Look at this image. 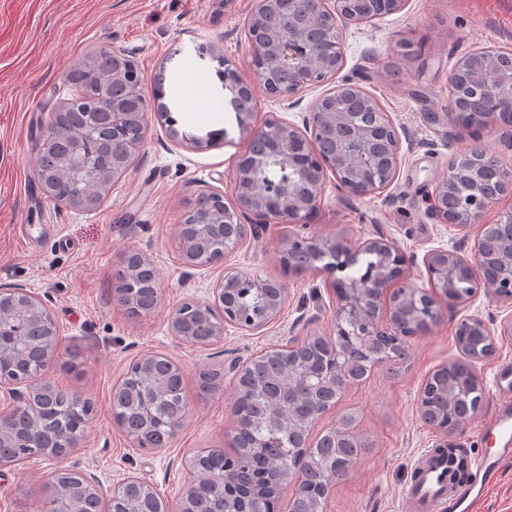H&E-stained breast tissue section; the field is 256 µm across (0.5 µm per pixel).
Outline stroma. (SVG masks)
Instances as JSON below:
<instances>
[{
    "mask_svg": "<svg viewBox=\"0 0 512 512\" xmlns=\"http://www.w3.org/2000/svg\"><path fill=\"white\" fill-rule=\"evenodd\" d=\"M253 6L254 0H0V287H21L50 299L61 335L46 379L90 399L94 407L68 462L95 474L106 492L134 475L176 502L191 457L232 447L235 364L310 334H333L336 297L325 274L309 269L294 276L280 264L281 244L295 225L267 224L222 262L202 267L186 266L172 245L188 202L207 190L230 191L235 163L248 146L218 63L197 49L221 47L239 75L251 78L246 19ZM343 38L341 77L376 97L408 137L389 189L355 199L328 177L304 232L340 234L353 244L384 238L415 257L408 282L425 289V253L437 248L469 253L484 225L512 207V196L504 197L464 232L432 217L429 196L470 139L465 131L432 126L424 118L446 111L449 77L460 57L479 49L512 50V0H407L399 12L348 25ZM104 48L137 64L146 97L162 88L178 129L202 145H177L164 125L150 120L133 169L114 183L100 207L83 211L44 193L36 163L52 112L74 94L68 70L83 55ZM200 80L209 103L205 112L196 109ZM321 93L318 87L303 92L301 106L293 108L257 94L251 123L260 126L272 117L300 123L302 105ZM132 250L154 264L162 293L160 306L138 318L112 299L115 273ZM228 267L283 281L287 300L279 316L253 332L225 327L223 340L213 346L179 342L170 331V311L207 298ZM469 316L481 317L493 333V356L475 364L487 403L464 431L446 436L424 422L418 394L429 373L461 358L455 328ZM510 318L512 307L480 291L470 302L443 310L429 333L410 338L405 362L379 367L344 388L310 436L318 438L352 413L366 449L331 486L327 512H403L411 470L429 449L449 443L473 454L498 447V440L483 437L481 430L499 405L496 371L512 363V335L500 333L501 322ZM150 352L184 370L186 414L160 448L138 446L112 415L116 382L135 358ZM207 369L222 374L217 389H201L199 374ZM59 467L38 456L0 469V512H43L45 486Z\"/></svg>",
    "mask_w": 512,
    "mask_h": 512,
    "instance_id": "35a3bbf8",
    "label": "stroma"
}]
</instances>
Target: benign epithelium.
I'll use <instances>...</instances> for the list:
<instances>
[{
  "label": "benign epithelium",
  "instance_id": "7a95c632",
  "mask_svg": "<svg viewBox=\"0 0 512 512\" xmlns=\"http://www.w3.org/2000/svg\"><path fill=\"white\" fill-rule=\"evenodd\" d=\"M358 0H254L246 27L253 58L266 59L271 70L286 68L295 76V82L287 89L277 87L267 72L255 68L253 77L242 78L238 71L224 60L217 50L211 54L224 66V88L231 94L230 104L236 112L240 128L249 132L248 148L240 155L232 180V199L224 192L207 190L203 197L211 205L210 211L197 216L192 209L185 210L177 225L173 242L182 260L189 266H204L203 255L194 241L220 239L224 250L238 246L246 231L236 235H224V226L242 225L241 218L250 219L252 228L276 220L284 224H305L317 208L327 174L336 177L339 187L357 198H366L384 192L393 183L400 167L401 134L388 113L379 102L349 79H343L317 97L302 116V125L270 118L259 127H251L256 93H263L275 100H288L311 87L336 78L344 63V43L341 27L371 21L374 15L355 7ZM472 70L470 87L473 92L490 96L489 108L471 115L463 127L473 132L490 126L512 128V122L503 119L500 110L512 107V52L476 51L462 56L451 75ZM139 112H126L118 102H112V111L90 112V122L84 134L69 153L58 159V164H69L86 173L87 180L98 178L101 167L100 155L89 148V139L97 130L95 120L108 116L113 128H124L135 122L138 131L124 138L120 149L112 152V180H118L132 169L135 159L145 141L149 115L159 121L171 122L169 112H161L146 96H140ZM382 135L388 140L390 162L383 174L376 172L373 164L358 163L353 154L363 152L374 136ZM285 138L297 150L288 159V183L270 181L256 187L247 179L275 157L268 143ZM487 157L484 150L474 145L456 156L448 166V174L435 186L431 196L432 215L443 224L459 231L467 230L471 224L505 195L512 194V169L497 165L494 178L482 176L475 162ZM83 183H72L70 192L59 202L70 207L81 208L84 203ZM485 238H479L468 255L455 250L434 249L423 256V265L428 274L430 289L407 286V271L413 259L407 257L396 246L384 239H371L359 245L350 244L340 235L288 237L284 248H295L305 253H317V259L326 263L318 271L327 275L328 286L336 295L337 304L334 324H340L352 310H368L366 329L371 335L398 333L399 322L395 308V296L405 289L414 300H423L434 315H439L443 304H464L474 298L478 291L486 288L496 302L512 304V248L502 260L506 275L489 284L481 278L485 258ZM376 253L379 258V273L364 283L353 282L345 293L338 287L346 280L345 271L359 262L362 254ZM126 275L116 280L113 298L126 306L131 294L124 284L136 272L145 270L155 273L150 260L141 252L131 251L124 256ZM232 277L238 282L255 288L259 282L231 268L217 280L206 300L191 299L180 304L169 314L172 335L183 342L210 346L223 337L224 325L232 324L246 331H255L273 321L281 312L286 297L276 299L272 315L261 320L241 323L224 310V280ZM469 280L470 290L462 296L454 288V279ZM196 308L211 322L209 335L195 337L187 331L183 315L185 310ZM21 319L34 327L48 329L46 342L40 351L39 374H45L58 355L60 326L49 301L32 294L24 288H0V326ZM471 332L483 336L491 334L485 321L477 316L462 319L457 325L456 335L466 336ZM157 361L164 362L170 371L184 378L183 369L161 354H145L136 358L132 365L141 369ZM0 391L9 395L15 410L0 415V447H11L18 441L29 447L40 449L44 456L62 461L76 447V439H68L64 449L55 448L43 421L30 414L28 404L33 393L29 379L0 374ZM78 478V483L67 488L72 499L86 493H102L95 475L73 469H65ZM199 474L191 467L185 468L184 483L176 507L163 503V512H193L195 491Z\"/></svg>",
  "mask_w": 512,
  "mask_h": 512
}]
</instances>
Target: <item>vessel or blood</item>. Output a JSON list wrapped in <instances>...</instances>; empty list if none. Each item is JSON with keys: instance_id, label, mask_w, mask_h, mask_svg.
<instances>
[{"instance_id": "vessel-or-blood-1", "label": "vessel or blood", "mask_w": 512, "mask_h": 512, "mask_svg": "<svg viewBox=\"0 0 512 512\" xmlns=\"http://www.w3.org/2000/svg\"><path fill=\"white\" fill-rule=\"evenodd\" d=\"M489 436L504 437L503 447L470 458L466 482L448 485L446 461L423 454L414 467L413 484L404 498L405 512H471L491 478L512 459V404L502 407L486 427Z\"/></svg>"}]
</instances>
